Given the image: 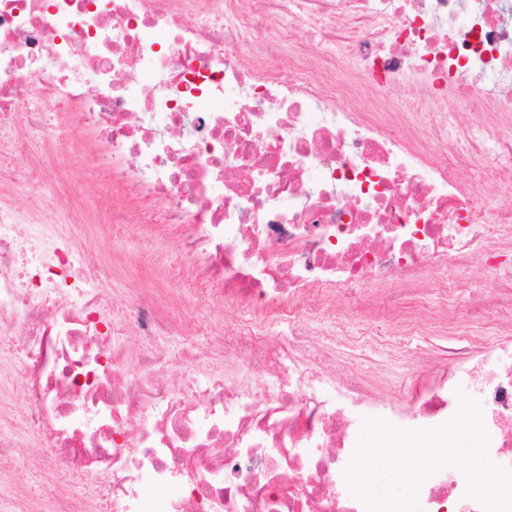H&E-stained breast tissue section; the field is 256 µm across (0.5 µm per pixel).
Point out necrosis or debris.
I'll return each mask as SVG.
<instances>
[{
    "mask_svg": "<svg viewBox=\"0 0 512 512\" xmlns=\"http://www.w3.org/2000/svg\"><path fill=\"white\" fill-rule=\"evenodd\" d=\"M60 103L223 313L193 342L184 297L126 295L81 234L0 192V379L23 424L0 401V485L30 442L68 478L56 512H368L346 478L364 420L436 429L465 393L512 471V270L466 310L448 287L423 302L430 268L512 255V0H0V149L56 151ZM351 290L364 335L463 315L497 340L386 350L380 371L416 378L394 402L337 372ZM468 486L442 466L420 512H485Z\"/></svg>",
    "mask_w": 512,
    "mask_h": 512,
    "instance_id": "necrosis-or-debris-1",
    "label": "necrosis or debris"
}]
</instances>
